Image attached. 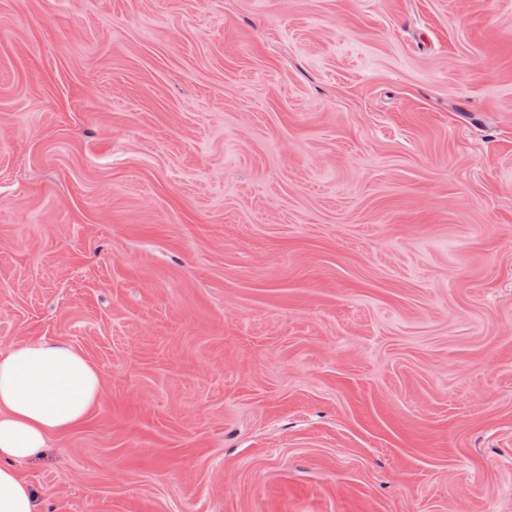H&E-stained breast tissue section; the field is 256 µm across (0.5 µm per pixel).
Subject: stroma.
<instances>
[{"instance_id": "stroma-1", "label": "stroma", "mask_w": 512, "mask_h": 512, "mask_svg": "<svg viewBox=\"0 0 512 512\" xmlns=\"http://www.w3.org/2000/svg\"><path fill=\"white\" fill-rule=\"evenodd\" d=\"M40 338L38 512H512V0H0Z\"/></svg>"}]
</instances>
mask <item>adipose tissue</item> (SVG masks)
<instances>
[{
	"instance_id": "obj_1",
	"label": "adipose tissue",
	"mask_w": 512,
	"mask_h": 512,
	"mask_svg": "<svg viewBox=\"0 0 512 512\" xmlns=\"http://www.w3.org/2000/svg\"><path fill=\"white\" fill-rule=\"evenodd\" d=\"M101 393L97 367L65 341L29 340L0 352V512H36L17 463L81 424Z\"/></svg>"
}]
</instances>
